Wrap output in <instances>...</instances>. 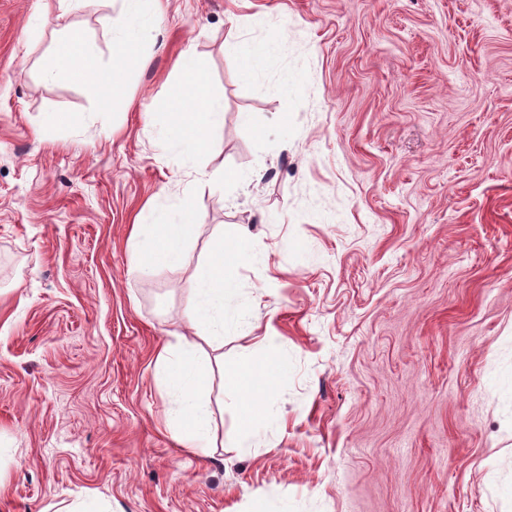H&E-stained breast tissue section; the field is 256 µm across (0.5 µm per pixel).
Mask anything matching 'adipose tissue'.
<instances>
[{
  "label": "adipose tissue",
  "mask_w": 512,
  "mask_h": 512,
  "mask_svg": "<svg viewBox=\"0 0 512 512\" xmlns=\"http://www.w3.org/2000/svg\"><path fill=\"white\" fill-rule=\"evenodd\" d=\"M128 25L114 28L112 64L99 68L84 33L75 28L61 32L53 61L44 66L47 78L66 74L72 81L91 87L101 105H109L125 92V78L145 64L140 48L157 29L152 0H123ZM167 113L177 132L176 147L187 158H194L209 138L211 130L224 118L222 100L207 92L205 69L193 51L183 52L179 76L170 87ZM198 216L190 199H183L169 214L144 219L135 226L133 270L177 267L184 261L183 241ZM232 255L223 241H216L206 262L195 270L197 288L189 319L198 329V341L224 340V296L233 280ZM198 341L183 340L166 346L157 362L166 383L178 394L172 419L174 439L184 448L207 447L211 416L203 397L209 367L200 362Z\"/></svg>",
  "instance_id": "obj_1"
}]
</instances>
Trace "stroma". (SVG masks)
I'll list each match as a JSON object with an SVG mask.
<instances>
[{"mask_svg":"<svg viewBox=\"0 0 512 512\" xmlns=\"http://www.w3.org/2000/svg\"><path fill=\"white\" fill-rule=\"evenodd\" d=\"M155 9L105 110L42 66L74 27L110 67L121 0H0V512H512V0ZM188 49L224 100L193 161L166 126ZM187 196L184 264L131 272L137 215ZM219 238L223 369L279 375L244 450L213 370L200 451L156 358Z\"/></svg>","mask_w":512,"mask_h":512,"instance_id":"stroma-1","label":"stroma"}]
</instances>
